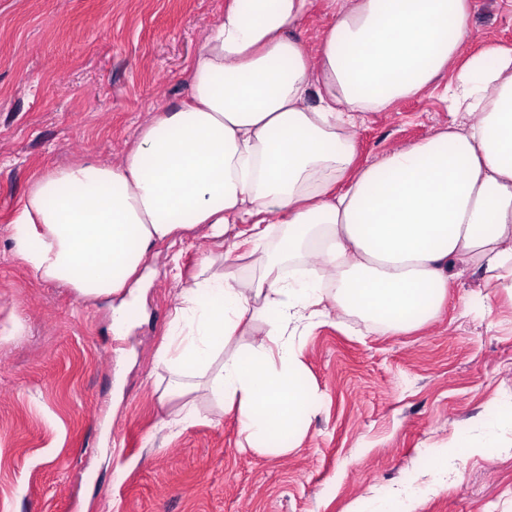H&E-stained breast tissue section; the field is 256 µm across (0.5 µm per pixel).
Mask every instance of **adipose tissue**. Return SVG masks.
<instances>
[{
	"instance_id": "adipose-tissue-1",
	"label": "adipose tissue",
	"mask_w": 512,
	"mask_h": 512,
	"mask_svg": "<svg viewBox=\"0 0 512 512\" xmlns=\"http://www.w3.org/2000/svg\"><path fill=\"white\" fill-rule=\"evenodd\" d=\"M330 18L316 56L296 36L314 3ZM471 0H225L185 69L188 93L159 107L118 163L47 168L22 196L12 248L31 276L82 302L122 293L149 251L180 232L250 225L261 274L242 282L203 258L180 293L157 362L197 417L206 389L254 449L283 455L308 332L341 309L406 331L435 318L450 271L479 269L512 297V43H477ZM445 88L448 128L356 166L367 116ZM288 226L279 251L264 223ZM263 336L225 345L252 321Z\"/></svg>"
}]
</instances>
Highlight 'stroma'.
I'll return each mask as SVG.
<instances>
[{"label": "stroma", "mask_w": 512, "mask_h": 512, "mask_svg": "<svg viewBox=\"0 0 512 512\" xmlns=\"http://www.w3.org/2000/svg\"><path fill=\"white\" fill-rule=\"evenodd\" d=\"M224 0H0V512H348L393 488L412 512H512V427L479 441L495 402L512 403V299L457 266L438 316L374 331L336 311L305 340V386L321 396L291 452H256L207 391L199 417L166 422L182 398L156 362L176 298L211 255L217 271L257 275L238 224L202 225L147 256L141 314L111 331L104 302L34 280L9 224L43 169L91 156L115 162L154 111L187 90L185 66ZM478 41L512 42V0H473ZM370 115L357 134L367 165L433 136L451 116L440 88ZM446 452L432 454V447ZM444 483L430 485L433 466Z\"/></svg>", "instance_id": "35a3bbf8"}]
</instances>
